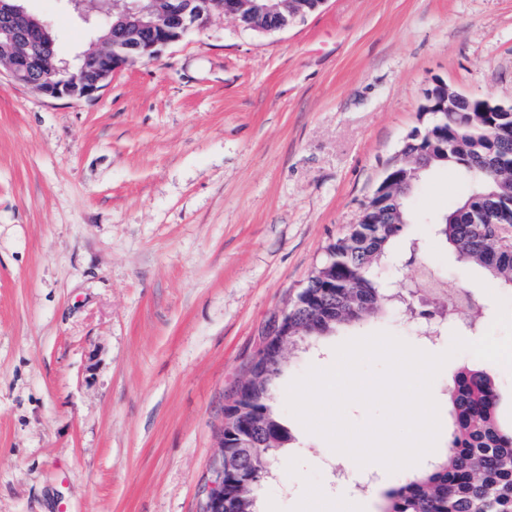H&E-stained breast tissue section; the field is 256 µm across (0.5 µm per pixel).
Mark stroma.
Returning a JSON list of instances; mask_svg holds the SVG:
<instances>
[{"label":"stroma","instance_id":"1","mask_svg":"<svg viewBox=\"0 0 512 512\" xmlns=\"http://www.w3.org/2000/svg\"><path fill=\"white\" fill-rule=\"evenodd\" d=\"M26 6L69 62L95 37L71 0ZM435 80L512 105V0H325L272 33L216 16L81 102L0 83V512H202L262 332L358 223ZM463 190L428 174L407 209L421 251L397 245L381 274L405 265L417 311L472 289L493 318L483 271L435 236ZM378 332L430 354L483 335L426 339L393 309L293 354L274 399L292 439L260 512H381L446 452L467 351L432 384L440 432L417 465L337 480L335 451L286 413L295 378Z\"/></svg>","mask_w":512,"mask_h":512}]
</instances>
